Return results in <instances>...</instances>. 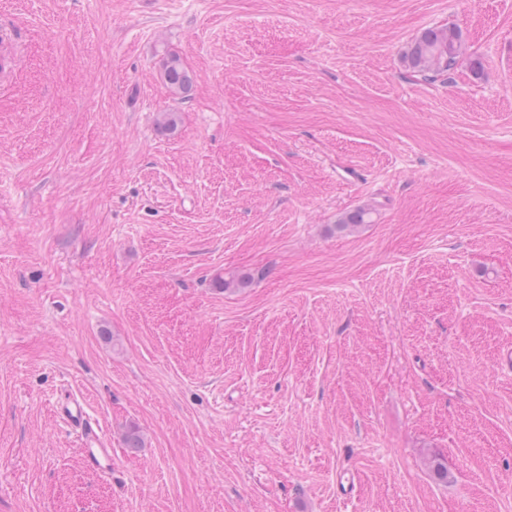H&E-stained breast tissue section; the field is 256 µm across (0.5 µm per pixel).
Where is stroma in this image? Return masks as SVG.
Returning <instances> with one entry per match:
<instances>
[{
	"label": "stroma",
	"instance_id": "1",
	"mask_svg": "<svg viewBox=\"0 0 512 512\" xmlns=\"http://www.w3.org/2000/svg\"><path fill=\"white\" fill-rule=\"evenodd\" d=\"M444 24L458 67L413 73ZM0 32V512H512V0H0ZM462 45V34L457 27L428 28L411 44L405 59L414 73L433 78L455 67ZM163 76L166 83L175 92L180 94L190 92L193 78L179 57L171 56L166 60L163 64ZM56 414L67 428L80 434L84 441L82 450L87 464L104 474H111L112 449L107 448L100 436L93 433L92 419L84 397L79 393H72L61 398L56 405Z\"/></svg>",
	"mask_w": 512,
	"mask_h": 512
}]
</instances>
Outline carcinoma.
<instances>
[{"instance_id": "cac0c4a2", "label": "carcinoma", "mask_w": 512, "mask_h": 512, "mask_svg": "<svg viewBox=\"0 0 512 512\" xmlns=\"http://www.w3.org/2000/svg\"><path fill=\"white\" fill-rule=\"evenodd\" d=\"M462 45V34L458 28H428L411 44L405 59L413 72L426 79L433 78L455 67L462 54ZM163 76L175 92H190L193 78L179 57L172 56L166 60Z\"/></svg>"}]
</instances>
